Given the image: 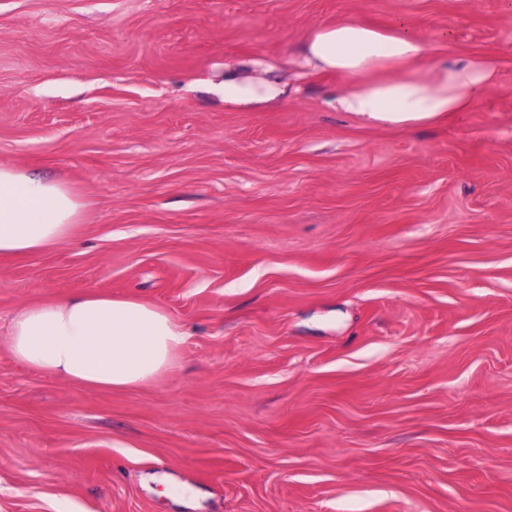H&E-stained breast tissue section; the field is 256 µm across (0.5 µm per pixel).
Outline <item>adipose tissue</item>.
I'll list each match as a JSON object with an SVG mask.
<instances>
[{"label": "adipose tissue", "mask_w": 512, "mask_h": 512, "mask_svg": "<svg viewBox=\"0 0 512 512\" xmlns=\"http://www.w3.org/2000/svg\"><path fill=\"white\" fill-rule=\"evenodd\" d=\"M303 67L348 83L336 108L364 120L411 129L469 112L498 79L492 60L453 58L430 65L432 42L406 20L387 27L348 19L320 25L296 44ZM225 101L273 104L285 85L225 78ZM82 205L62 182L0 166V257L34 255L67 242ZM186 333L164 310L132 297L83 293L31 303L12 317L7 343L23 365L87 389L132 388L170 371Z\"/></svg>", "instance_id": "adipose-tissue-1"}]
</instances>
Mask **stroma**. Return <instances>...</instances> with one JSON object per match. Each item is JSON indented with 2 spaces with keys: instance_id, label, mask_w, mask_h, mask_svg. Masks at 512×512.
Listing matches in <instances>:
<instances>
[{
  "instance_id": "stroma-1",
  "label": "stroma",
  "mask_w": 512,
  "mask_h": 512,
  "mask_svg": "<svg viewBox=\"0 0 512 512\" xmlns=\"http://www.w3.org/2000/svg\"><path fill=\"white\" fill-rule=\"evenodd\" d=\"M401 17L494 61L472 111L362 121L290 50ZM228 67L287 98L225 104ZM1 164L83 208L0 258V512H512V0H0ZM82 292L167 311L175 367L17 362L19 307Z\"/></svg>"
}]
</instances>
